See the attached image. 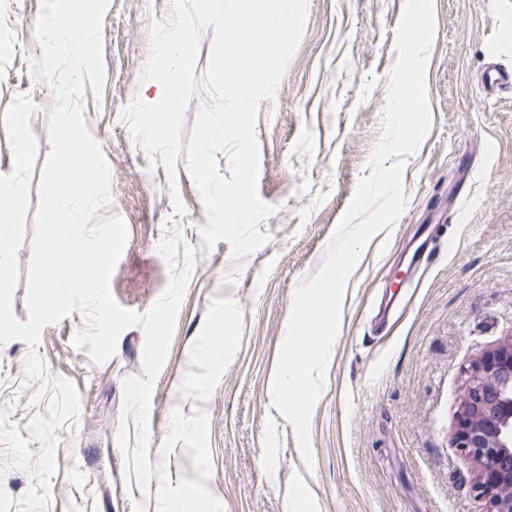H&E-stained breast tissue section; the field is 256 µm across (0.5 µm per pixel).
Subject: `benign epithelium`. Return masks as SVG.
<instances>
[{"mask_svg": "<svg viewBox=\"0 0 512 512\" xmlns=\"http://www.w3.org/2000/svg\"><path fill=\"white\" fill-rule=\"evenodd\" d=\"M453 436L487 512H512V339L472 360Z\"/></svg>", "mask_w": 512, "mask_h": 512, "instance_id": "1", "label": "benign epithelium"}]
</instances>
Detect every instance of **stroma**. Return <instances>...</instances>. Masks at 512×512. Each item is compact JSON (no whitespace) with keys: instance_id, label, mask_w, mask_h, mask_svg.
Here are the masks:
<instances>
[{"instance_id":"1","label":"stroma","mask_w":512,"mask_h":512,"mask_svg":"<svg viewBox=\"0 0 512 512\" xmlns=\"http://www.w3.org/2000/svg\"><path fill=\"white\" fill-rule=\"evenodd\" d=\"M406 0H308L307 22L273 99L259 105L258 192L273 213L259 225L267 242L234 259L228 242L205 248L207 212L178 159L176 186L151 167L124 110L153 102L142 73L153 21L171 0H110L102 28L106 78L101 96L85 94L84 117L109 163L110 202L98 218L122 217L128 240L111 277L116 302L148 311L171 277L159 251L177 219L196 263L177 316L149 413L150 462L165 460L171 483L195 478L176 445L161 456L171 414L210 418L212 473L207 488L224 512H292L289 495L312 512H486L472 470L453 441V425L472 360L512 338V91L484 88L489 65L512 70V0H435L436 36L428 57L433 124L402 171L405 208L388 234L364 248L344 292L338 333L310 423L313 468L303 463L292 425L267 393L299 284L322 265L368 160L384 133L396 63V31ZM41 0H0V119L30 94L38 156L30 182L37 210L50 150L49 88L36 82L33 36ZM185 207L175 217L171 198ZM440 246L427 268L408 269L403 246ZM224 314L229 354L220 371L202 355L213 320ZM80 313L44 328L39 354L50 376L80 394L75 427L58 429V471L48 512H158L129 482L119 444L123 382L141 375L144 331L118 337L114 356L93 364L75 349ZM28 345L0 346V410L22 437L45 413L24 383Z\"/></svg>"}]
</instances>
